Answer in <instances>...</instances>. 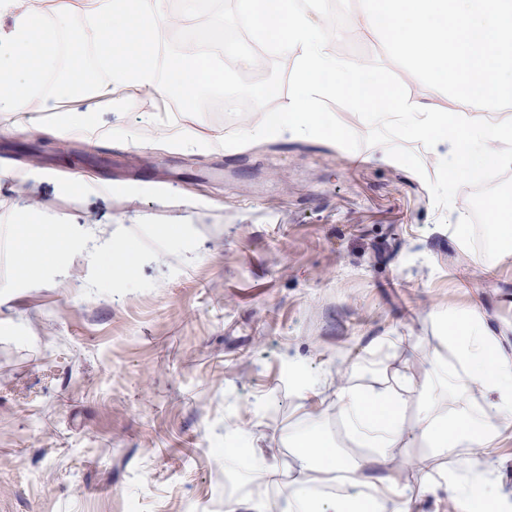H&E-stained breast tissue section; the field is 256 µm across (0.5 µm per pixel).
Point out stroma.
I'll list each match as a JSON object with an SVG mask.
<instances>
[{
	"mask_svg": "<svg viewBox=\"0 0 512 512\" xmlns=\"http://www.w3.org/2000/svg\"><path fill=\"white\" fill-rule=\"evenodd\" d=\"M330 49L386 59L357 27ZM259 119L193 116L158 96L118 110L105 96L83 137L0 135V512H224L229 495L274 508L283 485L255 474L225 494L226 448H254L285 482L305 426L366 454L306 383L380 386L407 373L412 423L421 392L441 411L457 403L430 371L438 314L479 311L512 354V257L483 273L450 231L471 188L439 209L381 146H220ZM179 127L201 148L166 144ZM21 173L31 179L16 193ZM22 205L70 225L69 243L23 261ZM131 238L144 245L132 270L106 272ZM418 460L452 464L411 442L389 467L410 484Z\"/></svg>",
	"mask_w": 512,
	"mask_h": 512,
	"instance_id": "stroma-1",
	"label": "stroma"
}]
</instances>
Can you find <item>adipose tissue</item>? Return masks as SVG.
Returning a JSON list of instances; mask_svg holds the SVG:
<instances>
[{
  "label": "adipose tissue",
  "mask_w": 512,
  "mask_h": 512,
  "mask_svg": "<svg viewBox=\"0 0 512 512\" xmlns=\"http://www.w3.org/2000/svg\"><path fill=\"white\" fill-rule=\"evenodd\" d=\"M49 11L62 22L82 14L88 30L105 36L97 45L102 81L90 83L84 64L70 65L62 85L73 105L55 122L52 135L85 131L88 113L109 94L116 104L129 106L139 94H163L173 86L190 109L202 88L224 84L223 70L205 49L158 59L155 34L173 21L168 0H0V112L13 115L16 124L52 108L51 95L42 90L58 58V31L45 19ZM442 328L444 348L433 352L432 370L455 392L456 408L442 412L424 405L409 429L404 394L412 380L407 375H399L390 388L334 390L314 384L313 395L331 397L351 438L373 453L357 460L322 435L296 434L290 446L298 475L289 482L279 512H413L417 499L441 491L479 512H505L507 503L493 483L495 466L489 457L502 439L512 438V358L479 314L449 313ZM474 392L482 397L475 409L468 401ZM409 435L435 455L455 456L456 466L435 472L417 464L415 483L405 485L379 474L393 448ZM476 450L488 460L474 471L469 460Z\"/></svg>",
  "instance_id": "adipose-tissue-1"
}]
</instances>
